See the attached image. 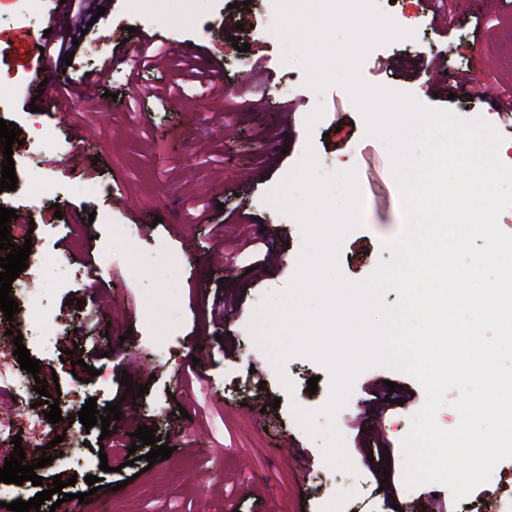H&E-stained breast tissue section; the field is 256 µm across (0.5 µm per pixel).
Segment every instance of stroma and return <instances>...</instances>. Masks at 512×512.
I'll use <instances>...</instances> for the list:
<instances>
[{"label":"stroma","instance_id":"obj_1","mask_svg":"<svg viewBox=\"0 0 512 512\" xmlns=\"http://www.w3.org/2000/svg\"><path fill=\"white\" fill-rule=\"evenodd\" d=\"M234 0H109L103 16L80 37L71 62L45 70L43 90L24 50L58 21L52 0H37V22L24 19L25 0H0V118L14 123L36 155L14 146L17 188L0 192V206L21 213L8 223L15 245L32 242L36 297L45 323L0 315V333L21 332L39 360L38 374L18 370L0 384V416H43L36 377L57 378L62 419L50 436L78 451L52 454L37 471L74 479L71 493H89L75 512H438L439 503L466 512L480 501L512 512V459L466 502L445 485L405 483L412 419L425 393L411 375L381 364L362 369L344 404L325 408L333 374L319 360L294 353L276 362L260 334L263 308L292 282L305 247L298 219L277 201L280 185L313 152L325 176L353 173L362 199L361 223L335 254L339 275L358 284L389 262V241L404 230L401 190L386 142L368 132L348 89L318 90L304 67L287 60L274 0H251L241 31L248 51L233 47L223 18ZM407 37L373 47L360 65L371 86L412 97L425 108L482 119L512 143V114L442 92L463 74L512 88V0H449L453 30L440 37L432 0H376ZM159 35L169 51L165 68L130 82L117 50L131 32ZM271 56V79L257 81L251 62ZM218 66L216 85L239 102L196 82H182L186 65ZM97 72V97L83 78ZM66 87L58 99L57 87ZM45 102L31 112L35 94ZM94 166L93 177L81 169ZM43 186L26 196L30 182ZM273 267L257 276L255 260ZM97 369L89 382L71 373L72 359ZM144 387L130 398L120 381ZM317 378L309 390V378ZM396 383L402 408L378 414L362 405L363 389ZM97 408L118 405L116 434L125 452L118 472H101L100 427L84 429L88 398ZM149 426L172 447L167 460L147 464L137 427ZM371 430L393 447L389 473L395 494L381 491L384 473L368 465L357 439ZM137 447L130 461L128 447ZM102 476L90 492L86 475Z\"/></svg>","mask_w":512,"mask_h":512}]
</instances>
